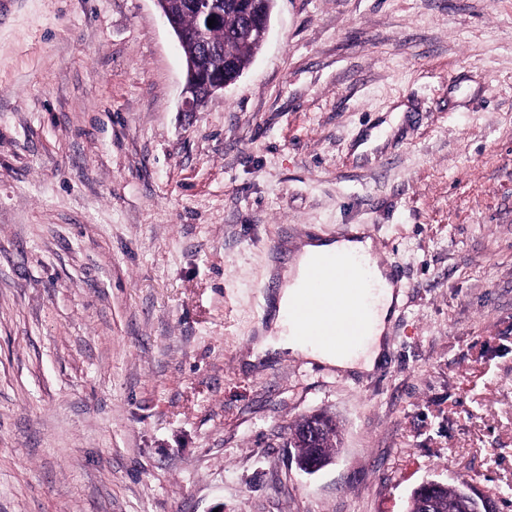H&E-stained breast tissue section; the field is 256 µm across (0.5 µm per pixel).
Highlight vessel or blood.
<instances>
[{
	"label": "vessel or blood",
	"instance_id": "vessel-or-blood-1",
	"mask_svg": "<svg viewBox=\"0 0 512 512\" xmlns=\"http://www.w3.org/2000/svg\"><path fill=\"white\" fill-rule=\"evenodd\" d=\"M377 291L365 258H325L309 267L286 318L299 326L308 344L346 351L365 341Z\"/></svg>",
	"mask_w": 512,
	"mask_h": 512
}]
</instances>
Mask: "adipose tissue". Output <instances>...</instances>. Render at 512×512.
<instances>
[{"label": "adipose tissue", "mask_w": 512, "mask_h": 512, "mask_svg": "<svg viewBox=\"0 0 512 512\" xmlns=\"http://www.w3.org/2000/svg\"><path fill=\"white\" fill-rule=\"evenodd\" d=\"M339 251L361 255L370 263L379 287L375 320L369 336L355 351L340 353L325 349L310 351L297 336L295 328L287 326L283 311L289 303L294 302L303 286V278L310 264L321 255ZM378 261L379 257L374 251L372 240L359 231L335 239L317 236L298 244L291 262L280 273L281 283L275 299L276 313L267 335L261 337L255 346L256 356L264 358L274 354L306 353L313 360L334 366L344 372L373 371L384 354L387 321L398 300L393 285L379 267Z\"/></svg>", "instance_id": "ef3b65f1"}]
</instances>
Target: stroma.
Instances as JSON below:
<instances>
[{"label":"stroma","instance_id":"1","mask_svg":"<svg viewBox=\"0 0 512 512\" xmlns=\"http://www.w3.org/2000/svg\"><path fill=\"white\" fill-rule=\"evenodd\" d=\"M183 84L154 0H0V512H512V0H275ZM352 225L402 285L378 370L251 362L267 267ZM310 419H314L318 436L313 442L315 448H319L318 452L325 458H334L339 446V430L336 421L324 412H314L298 419L289 427L288 446L294 448L297 456H308L311 448L308 443L300 439L297 435V429L308 424ZM432 512H482L483 504L486 512L492 509L487 502L475 498L470 492L465 482H461L456 487L448 489H439L433 491Z\"/></svg>","mask_w":512,"mask_h":512}]
</instances>
